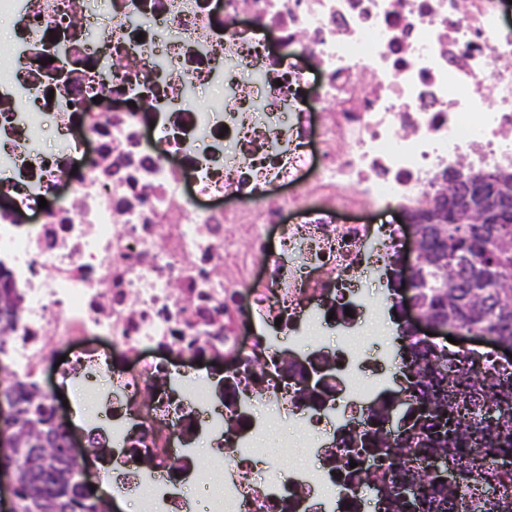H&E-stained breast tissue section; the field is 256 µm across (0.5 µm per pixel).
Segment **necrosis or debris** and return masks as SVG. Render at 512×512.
Masks as SVG:
<instances>
[{
	"mask_svg": "<svg viewBox=\"0 0 512 512\" xmlns=\"http://www.w3.org/2000/svg\"><path fill=\"white\" fill-rule=\"evenodd\" d=\"M4 14L21 30L0 88V271L19 312L0 362L97 395L85 445L141 512H182L156 478L176 458L197 478L204 437L222 476L208 512H365L361 480L389 450L365 435L405 377L395 352L352 345L404 232L355 216L417 212L462 167L512 174V0H0ZM204 83L224 88L205 108ZM157 350L228 357L225 382L158 367ZM260 405L308 431L313 461L269 466Z\"/></svg>",
	"mask_w": 512,
	"mask_h": 512,
	"instance_id": "1",
	"label": "necrosis or debris"
}]
</instances>
